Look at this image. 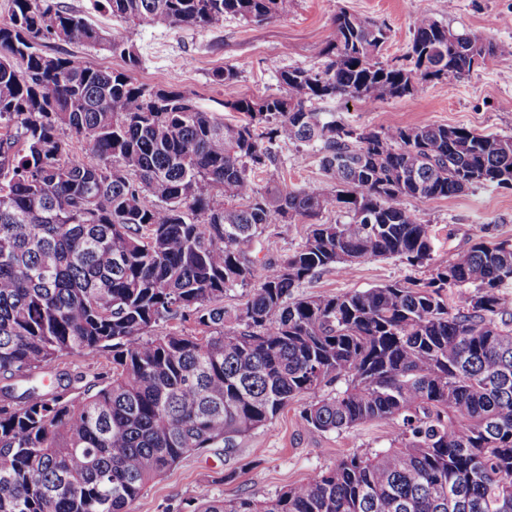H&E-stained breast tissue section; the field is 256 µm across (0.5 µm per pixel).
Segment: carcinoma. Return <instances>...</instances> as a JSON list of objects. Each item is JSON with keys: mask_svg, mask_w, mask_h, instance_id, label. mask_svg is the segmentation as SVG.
Returning a JSON list of instances; mask_svg holds the SVG:
<instances>
[{"mask_svg": "<svg viewBox=\"0 0 512 512\" xmlns=\"http://www.w3.org/2000/svg\"><path fill=\"white\" fill-rule=\"evenodd\" d=\"M135 25L261 22L294 0H97ZM408 64L379 61L387 28L340 11L316 70L284 92L235 96L236 124L180 91L138 83L134 44L51 0H11L0 25V512H131L186 454L265 425L296 397L321 432L395 427L265 501L202 495L197 512H512V243L478 240L434 263L431 225L408 198L512 187V136L464 126L357 129L310 104L404 98L503 51L415 19ZM90 46L129 69L42 52ZM314 148L326 186L259 189L283 144ZM339 211L348 221L326 224ZM308 224L284 261L242 246L267 224ZM432 267L336 295L293 290L376 258ZM253 287L242 307L224 295ZM192 319L200 334L155 328ZM108 355L85 381L61 355ZM343 386L320 395L331 382ZM80 386L77 397L69 392Z\"/></svg>", "mask_w": 512, "mask_h": 512, "instance_id": "carcinoma-1", "label": "carcinoma"}]
</instances>
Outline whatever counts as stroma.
Wrapping results in <instances>:
<instances>
[{
  "instance_id": "stroma-1",
  "label": "stroma",
  "mask_w": 512,
  "mask_h": 512,
  "mask_svg": "<svg viewBox=\"0 0 512 512\" xmlns=\"http://www.w3.org/2000/svg\"><path fill=\"white\" fill-rule=\"evenodd\" d=\"M58 3L103 30H124L140 57L139 67L131 70L138 83L187 93L202 110L228 124L242 119L224 106L230 94L275 95L281 71L320 67L313 48L332 35L339 10L386 25L380 59L389 65L404 63L414 19L423 13L453 31L492 40L504 51L457 79L426 82L412 97L376 103L336 99L317 103V110L336 113L344 123L368 130L435 124L512 135V109L502 106L503 101H512V25L506 23L512 18V0H456L451 9L443 0H295L291 12L282 17L252 22L230 16L223 26L208 28L136 26L97 9L94 0ZM224 68L238 73L229 89L212 80L213 72ZM272 178L293 188L325 183L319 155L292 144L282 147L279 167L270 174L256 172L254 182L262 187ZM404 205L418 222L431 226L436 261H448L482 237L512 242L511 188L480 186L449 198H410ZM308 230L305 224L267 225L249 255L259 265L281 262L304 241ZM429 276V267L380 258L346 272H324L300 291L341 294L405 278L424 282ZM310 401L307 395L296 397L265 425L237 439L232 455H225L220 444L188 453L145 487L132 512H190L204 493L227 501L246 496L266 500L347 455L388 446L392 429L383 421L342 433L305 428L299 412Z\"/></svg>"
}]
</instances>
